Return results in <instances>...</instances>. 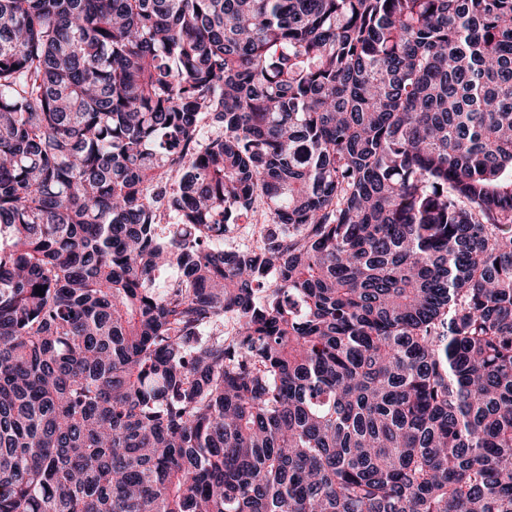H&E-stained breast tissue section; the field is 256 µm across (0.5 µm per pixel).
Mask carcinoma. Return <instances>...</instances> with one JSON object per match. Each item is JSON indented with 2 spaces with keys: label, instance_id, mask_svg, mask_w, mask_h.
Here are the masks:
<instances>
[{
  "label": "carcinoma",
  "instance_id": "carcinoma-1",
  "mask_svg": "<svg viewBox=\"0 0 512 512\" xmlns=\"http://www.w3.org/2000/svg\"><path fill=\"white\" fill-rule=\"evenodd\" d=\"M0 512H512V0H0Z\"/></svg>",
  "mask_w": 512,
  "mask_h": 512
}]
</instances>
